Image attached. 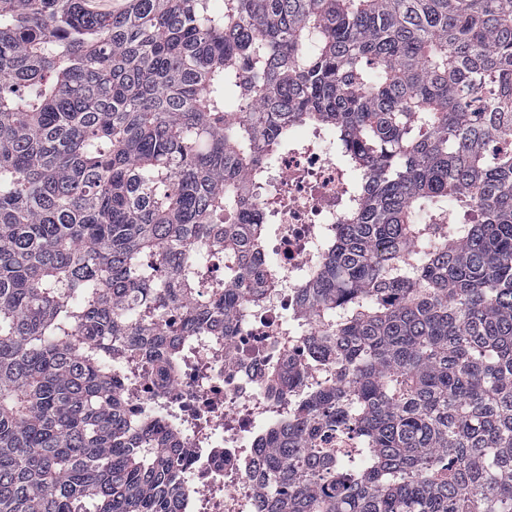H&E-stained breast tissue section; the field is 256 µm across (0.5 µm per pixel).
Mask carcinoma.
<instances>
[{
	"mask_svg": "<svg viewBox=\"0 0 512 512\" xmlns=\"http://www.w3.org/2000/svg\"><path fill=\"white\" fill-rule=\"evenodd\" d=\"M317 119L346 219L300 303L335 378L259 442L261 512H512V0H0V512H183L113 358L167 383L231 335L248 183Z\"/></svg>",
	"mask_w": 512,
	"mask_h": 512,
	"instance_id": "carcinoma-1",
	"label": "carcinoma"
}]
</instances>
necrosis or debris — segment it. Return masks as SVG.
Here are the masks:
<instances>
[{
  "label": "necrosis or debris",
  "mask_w": 512,
  "mask_h": 512,
  "mask_svg": "<svg viewBox=\"0 0 512 512\" xmlns=\"http://www.w3.org/2000/svg\"><path fill=\"white\" fill-rule=\"evenodd\" d=\"M345 190L325 124L295 133L253 190L257 215L274 226L261 249L264 272L276 285L270 300L241 307L231 336L196 347L170 384L136 369L125 385L135 405L165 407L169 429L184 446L191 512H257L265 484L256 448L266 424L288 409V388H270V369L295 367L313 386L328 372L309 349L299 289L318 266L325 232L342 220Z\"/></svg>",
  "instance_id": "1"
}]
</instances>
